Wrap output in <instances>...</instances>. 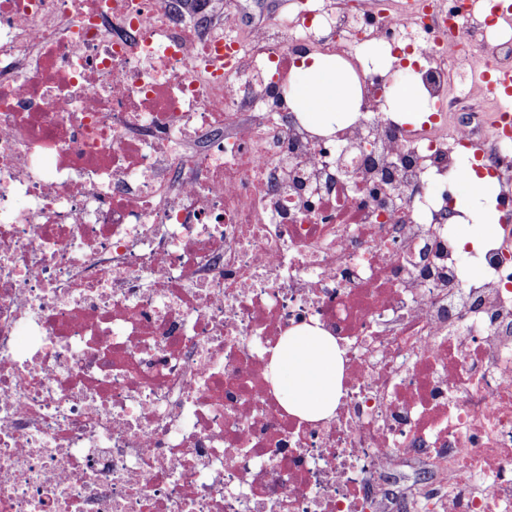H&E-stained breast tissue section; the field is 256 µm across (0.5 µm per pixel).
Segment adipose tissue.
Wrapping results in <instances>:
<instances>
[{
    "label": "adipose tissue",
    "instance_id": "adipose-tissue-1",
    "mask_svg": "<svg viewBox=\"0 0 512 512\" xmlns=\"http://www.w3.org/2000/svg\"><path fill=\"white\" fill-rule=\"evenodd\" d=\"M297 112L321 131L343 122L356 106V92L339 61L307 55L293 85ZM343 351L334 337L304 328L281 337L267 366V377L280 405L306 420L334 416L342 395Z\"/></svg>",
    "mask_w": 512,
    "mask_h": 512
}]
</instances>
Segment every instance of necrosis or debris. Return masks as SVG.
<instances>
[{
  "instance_id": "1",
  "label": "necrosis or debris",
  "mask_w": 512,
  "mask_h": 512,
  "mask_svg": "<svg viewBox=\"0 0 512 512\" xmlns=\"http://www.w3.org/2000/svg\"><path fill=\"white\" fill-rule=\"evenodd\" d=\"M191 0H0V512H391L397 451L439 512H512V138L479 0H289L247 35ZM432 113L384 108L397 50ZM345 62L347 124L290 105ZM504 222L451 216L465 166ZM345 351L331 421L269 351ZM339 61L320 54L306 55L293 85L296 112L321 131H329L356 112V92ZM343 353L334 337L317 328L282 336L267 365L280 405L301 419H331L342 396Z\"/></svg>"
}]
</instances>
